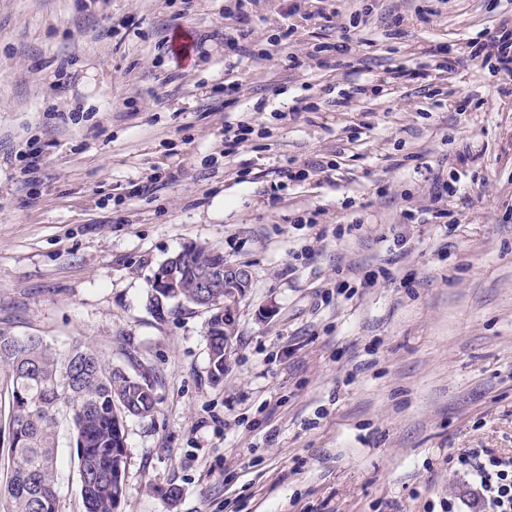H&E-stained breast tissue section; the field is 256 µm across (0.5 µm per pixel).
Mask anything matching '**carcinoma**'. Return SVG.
<instances>
[{"label":"carcinoma","mask_w":512,"mask_h":512,"mask_svg":"<svg viewBox=\"0 0 512 512\" xmlns=\"http://www.w3.org/2000/svg\"><path fill=\"white\" fill-rule=\"evenodd\" d=\"M178 293L151 286L149 303L160 310L176 301L195 304L199 272L224 271V254L190 245L174 256ZM210 378L224 377V317L207 327ZM0 368L7 374L0 409L7 436L0 440V512H59L56 456L60 431L77 448L84 512H118L124 497L125 422L152 412L154 384L142 372L104 360L83 343L65 351L39 336L0 332Z\"/></svg>","instance_id":"cac0c4a2"}]
</instances>
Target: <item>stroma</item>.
<instances>
[{"mask_svg":"<svg viewBox=\"0 0 512 512\" xmlns=\"http://www.w3.org/2000/svg\"><path fill=\"white\" fill-rule=\"evenodd\" d=\"M231 4L0 0V331L157 374L154 412L126 422L118 512H442L463 492L449 454L512 448V83L467 54L512 5L322 0V26L307 0ZM356 16L351 51L316 66ZM171 27L205 40L179 67ZM237 28L255 53L232 63L208 35ZM444 45L453 72L395 79ZM228 66L232 105L211 93ZM364 81L380 93L353 95ZM447 92L465 110L435 106ZM242 120L254 132L224 156ZM328 161L329 182L313 170ZM289 162L311 172L270 204ZM447 167L466 192L432 202ZM155 169L174 180L131 195ZM432 205L447 219L406 221ZM191 244L252 273L217 384L206 314L147 300ZM57 477L59 512H83L65 436Z\"/></svg>","mask_w":512,"mask_h":512,"instance_id":"1","label":"stroma"}]
</instances>
